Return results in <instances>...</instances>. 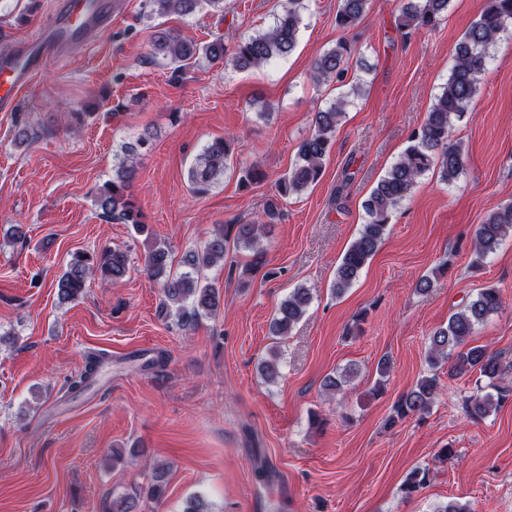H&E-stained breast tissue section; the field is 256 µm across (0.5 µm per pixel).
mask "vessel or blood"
Returning <instances> with one entry per match:
<instances>
[{"instance_id":"obj_1","label":"vessel or blood","mask_w":512,"mask_h":512,"mask_svg":"<svg viewBox=\"0 0 512 512\" xmlns=\"http://www.w3.org/2000/svg\"><path fill=\"white\" fill-rule=\"evenodd\" d=\"M120 0H56L51 22L34 36L0 41V112L17 111L21 93L52 61L78 53L92 29L111 28Z\"/></svg>"}]
</instances>
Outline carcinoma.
I'll return each mask as SVG.
<instances>
[{"instance_id": "obj_1", "label": "carcinoma", "mask_w": 512, "mask_h": 512, "mask_svg": "<svg viewBox=\"0 0 512 512\" xmlns=\"http://www.w3.org/2000/svg\"><path fill=\"white\" fill-rule=\"evenodd\" d=\"M306 0H285L274 24L265 31L243 35L232 50H227L224 38L218 37L200 45L170 28H156L150 40V55L175 65L181 72L205 59L212 64L230 57L239 70L260 69L277 58L291 54L297 45L298 33ZM449 0H407L396 18V28L410 33L420 28L436 27L448 13ZM372 0H339L336 25L343 30L355 28L371 8ZM146 19L171 14L192 17L203 11L224 14V0H145ZM512 25V0H485L478 19L466 31L455 50L454 65L448 81L436 96L422 126L415 131L409 145L377 182L364 202L366 219L358 236L341 258L336 270L332 291L339 295L349 288L361 270L375 255L384 241L393 211L410 195L417 181L430 170H437L440 180L451 184L464 170L465 149L450 139L453 122L464 112L478 91L485 73L489 49ZM355 47L340 41L336 47L319 55L310 71L318 87L344 82L353 59ZM347 100L340 98L328 107L314 113L311 131L297 146L296 160L287 172L276 180V194L265 205L263 215L251 224H231L224 231L213 234L198 251L183 257L189 270L171 273L169 250L152 246L145 259V270L154 280L162 281L164 299L161 304L166 316H175L182 327H194L203 318L217 315L222 293L201 271L224 261L228 247L244 248L252 252V262L244 273L253 275L263 267L264 250L261 242L267 228L282 217L280 201L299 196L322 177L323 162L329 154L336 127L345 112ZM153 134L144 131L135 141L122 147V157L114 169L112 179L100 185L94 195V204L101 216L118 224H129L137 233L146 229L142 210L135 202L132 181L141 150L148 147ZM232 153L230 139L216 138L204 146L189 169V181L197 195L207 194L213 184L224 176L226 162ZM266 174L256 165L246 168L240 185L248 188L265 180ZM512 233V203L491 211L474 235L473 264L478 265L495 253L504 239ZM129 269L125 250L104 248L92 253L76 252L66 264L57 282L60 301H68L83 293L87 279L100 273L113 283L121 281ZM311 303V296L303 288H295L277 309L270 325L272 336L282 339L300 322ZM502 298L498 288L481 289L475 298L448 317L445 326L437 328L428 338L427 363L430 373L419 377L414 387L400 396L386 425L393 426L408 416H420L430 411L438 393L436 368L448 361V376H461L476 371L488 380L487 386L464 397L470 416L483 418L504 401L512 389L500 385L504 371L500 357L484 346H468V338L488 317L501 309ZM263 376L274 381L280 376V355L275 349L260 364ZM165 471L159 469L152 477L153 484L145 487L133 484L127 491L112 498L111 512H138V504L146 496L161 500L158 483ZM428 477L424 469L414 470L403 483L401 491L411 496L422 487ZM182 512H211L210 504L201 494L186 498Z\"/></svg>"}]
</instances>
